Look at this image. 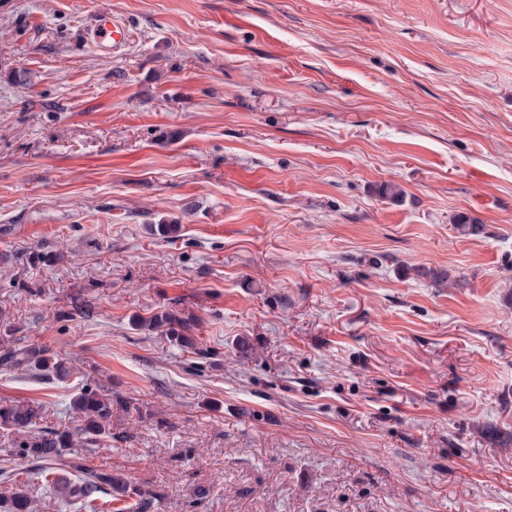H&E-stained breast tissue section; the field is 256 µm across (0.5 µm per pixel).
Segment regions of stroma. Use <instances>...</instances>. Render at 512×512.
Masks as SVG:
<instances>
[{
    "label": "stroma",
    "instance_id": "obj_1",
    "mask_svg": "<svg viewBox=\"0 0 512 512\" xmlns=\"http://www.w3.org/2000/svg\"><path fill=\"white\" fill-rule=\"evenodd\" d=\"M172 307L198 350L136 328ZM12 340L74 369L0 405L111 396L87 463L154 512H512V0H0ZM16 440L0 496L75 512ZM127 34L121 21L110 14H99L89 31V39L100 50L109 51L113 46L124 43Z\"/></svg>",
    "mask_w": 512,
    "mask_h": 512
}]
</instances>
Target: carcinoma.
Listing matches in <instances>:
<instances>
[{
    "mask_svg": "<svg viewBox=\"0 0 512 512\" xmlns=\"http://www.w3.org/2000/svg\"><path fill=\"white\" fill-rule=\"evenodd\" d=\"M454 226L460 234L469 237L480 236L485 229L479 220L464 213L456 217ZM196 326L194 318L184 317L175 309L139 319L136 324L140 330H160L194 351L197 350V339L192 332ZM0 369L6 373L22 371L36 380L47 382L71 376L64 359L43 347L13 346L1 350ZM72 409L80 420L73 430L51 429L37 436L29 435L37 412L31 404L1 406L0 425L18 434L19 454L29 460L32 474L56 485L64 498L80 502L81 508L89 512H110L105 505L125 498L129 500L123 507L125 512H150L155 501L161 498L159 492L134 487L119 473L92 470L81 454H67L72 448H92L99 445L100 437L112 436V398L85 384L73 398ZM63 467L74 473V481H65L57 476ZM0 512H35V507L25 492L17 490L10 498L0 501Z\"/></svg>",
    "mask_w": 512,
    "mask_h": 512,
    "instance_id": "1",
    "label": "carcinoma"
}]
</instances>
